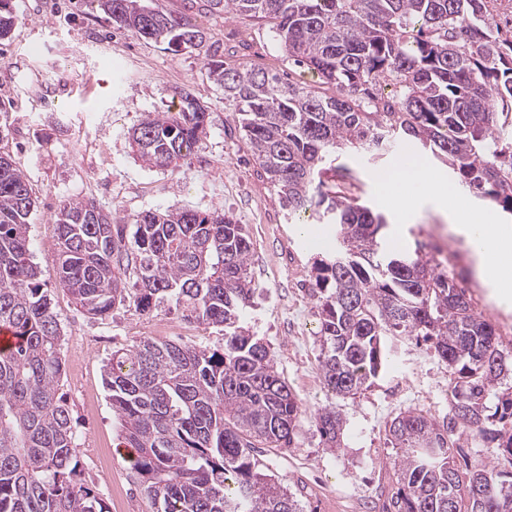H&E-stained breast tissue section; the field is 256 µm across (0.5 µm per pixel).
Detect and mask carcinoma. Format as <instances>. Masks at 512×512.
I'll use <instances>...</instances> for the list:
<instances>
[{
  "mask_svg": "<svg viewBox=\"0 0 512 512\" xmlns=\"http://www.w3.org/2000/svg\"><path fill=\"white\" fill-rule=\"evenodd\" d=\"M228 18L265 21L286 59L314 77L209 58L208 76L288 215L324 221L336 241L308 271L316 299L318 370L334 395L372 384L387 338L425 343L448 366V415L399 413L386 426L397 491L383 512H501L512 501V355L466 289L439 270L440 250L388 246L383 214L324 179L348 151L383 155L399 142L410 161L431 156L474 196L512 215V41L495 36L485 0H209ZM136 36L209 53L196 24L140 0H90ZM16 14L0 0V41ZM392 93L385 94V89ZM129 132L145 164L178 170L202 147L210 113L190 94ZM30 184L0 155V327L20 342L0 350V512H108L77 479L80 459L59 394L61 334L43 271L32 262ZM92 200L52 219L55 279L84 312L105 318L130 303L224 327L210 349L143 337L112 353L105 384L127 461L156 512H300L252 449L289 448L303 405L264 341L244 326L254 288L245 225L221 209L147 212L134 231ZM324 447L345 426L329 407L313 416ZM499 428L490 430L489 425ZM493 433L494 463L461 466L460 437Z\"/></svg>",
  "mask_w": 512,
  "mask_h": 512,
  "instance_id": "carcinoma-1",
  "label": "carcinoma"
}]
</instances>
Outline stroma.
<instances>
[{"label": "stroma", "instance_id": "stroma-1", "mask_svg": "<svg viewBox=\"0 0 512 512\" xmlns=\"http://www.w3.org/2000/svg\"><path fill=\"white\" fill-rule=\"evenodd\" d=\"M189 17L204 31L221 59L263 68L288 67L268 26L225 17L207 0H147ZM14 31L0 44V154L22 170L36 197L28 236L33 259L44 271L47 291L63 336L65 359L60 391L73 418L81 478L104 499L109 512H156L143 484L123 459L118 421L112 412L104 367L113 351L149 337L218 348L224 330L181 319L175 313L145 317L116 306L109 317L84 313L54 278L56 247L51 218L68 201L93 199L118 223L155 210H224L247 226L253 252L249 274L255 294L245 317L268 344L282 377L307 413L292 447L265 448L268 474L298 500L302 512H380L396 486V453L385 426L408 409L434 417L448 411V369L433 352L408 340L392 341L383 372L352 398H338L320 379L316 300L306 282L310 259L333 248L326 225L302 237L300 226L252 157L239 115L208 77L203 56L164 49L162 44L116 28L85 0H13ZM191 93L210 114L203 146L181 170L142 163L129 145V131L146 114L168 109L177 91ZM399 149L373 159L354 152L343 159L357 172L355 190L385 214L390 245L404 250L414 240L442 246L448 274L466 287L476 312L495 322L512 352V298L480 273L466 237L447 214L402 188L387 199L375 174L396 168ZM461 216L478 212L491 223L512 216L460 190L448 168L430 164ZM413 199L404 216L400 199ZM336 406L346 420L343 446L324 448L312 411Z\"/></svg>", "mask_w": 512, "mask_h": 512}]
</instances>
